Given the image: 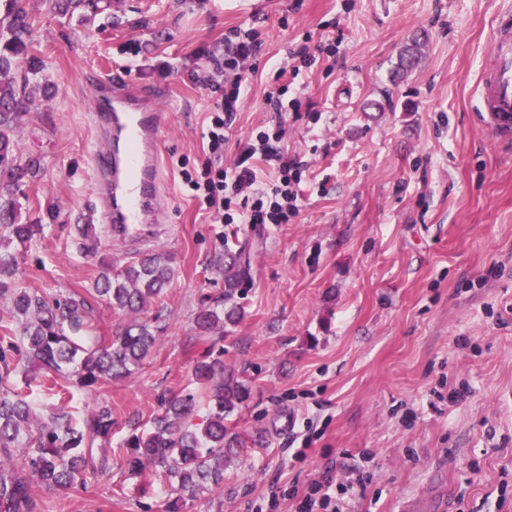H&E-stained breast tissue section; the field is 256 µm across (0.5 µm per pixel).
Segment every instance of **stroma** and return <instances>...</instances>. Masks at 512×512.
Wrapping results in <instances>:
<instances>
[{
    "mask_svg": "<svg viewBox=\"0 0 512 512\" xmlns=\"http://www.w3.org/2000/svg\"><path fill=\"white\" fill-rule=\"evenodd\" d=\"M32 52L45 64L18 151L38 158L22 219L44 231L19 257L17 280L50 293H86L102 263L133 254L93 220L89 197V71L119 67L166 98L164 189L169 221L143 250L163 249L175 278L147 309L162 328L143 368L62 403L33 384L38 417L112 408V471L79 492L35 487L45 512H163L168 486L136 492L122 443L127 421H149L189 387L205 349L193 318L224 291L214 264L228 227L212 223L184 181L206 155L213 104L197 82L232 29L261 47L224 150L266 125L267 92L291 47L316 62L287 77L283 144L304 161L298 213L285 224H241L250 262L240 322L224 366L251 394L231 419L245 440L223 489L182 512H294L312 480L349 484L345 512H512V137L479 114L492 20L512 0H112V24L23 0ZM420 38L414 69L393 79ZM54 219H47V209ZM96 256L76 254L79 225ZM459 389L440 400L443 385ZM310 448H303L305 436ZM364 486H356L357 476Z\"/></svg>",
    "mask_w": 512,
    "mask_h": 512,
    "instance_id": "obj_1",
    "label": "stroma"
}]
</instances>
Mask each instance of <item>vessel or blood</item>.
Listing matches in <instances>:
<instances>
[{"label": "vessel or blood", "instance_id": "vessel-or-blood-1", "mask_svg": "<svg viewBox=\"0 0 512 512\" xmlns=\"http://www.w3.org/2000/svg\"><path fill=\"white\" fill-rule=\"evenodd\" d=\"M91 124L96 147L90 155L95 210L111 240L136 244L144 227L166 221L162 190L165 126L159 97L107 70L96 77ZM480 110L494 135L512 131V12L494 22L492 58L479 84Z\"/></svg>", "mask_w": 512, "mask_h": 512}]
</instances>
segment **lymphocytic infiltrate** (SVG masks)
<instances>
[{"label":"lymphocytic infiltrate","instance_id":"obj_1","mask_svg":"<svg viewBox=\"0 0 512 512\" xmlns=\"http://www.w3.org/2000/svg\"><path fill=\"white\" fill-rule=\"evenodd\" d=\"M259 49L254 29L236 28L226 40L223 57H212L210 72L201 78L202 84L221 86L222 91L203 134L209 156L188 184L217 224H285L297 211L292 186L300 182L303 164L279 147L284 117L278 95L266 97L268 127L238 141L236 162L230 167L223 164L228 132Z\"/></svg>","mask_w":512,"mask_h":512}]
</instances>
